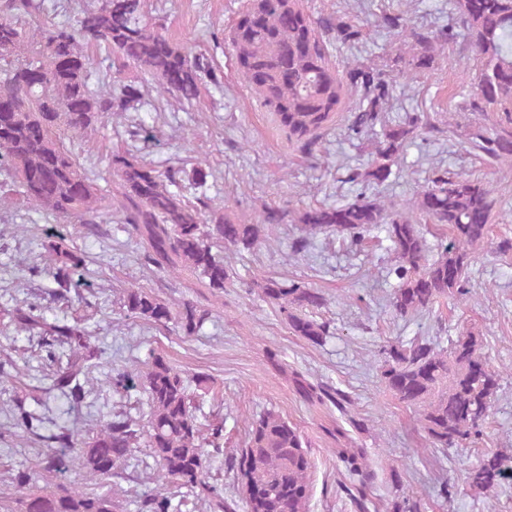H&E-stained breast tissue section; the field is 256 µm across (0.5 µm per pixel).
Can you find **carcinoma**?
I'll return each instance as SVG.
<instances>
[{
  "instance_id": "obj_1",
  "label": "carcinoma",
  "mask_w": 512,
  "mask_h": 512,
  "mask_svg": "<svg viewBox=\"0 0 512 512\" xmlns=\"http://www.w3.org/2000/svg\"><path fill=\"white\" fill-rule=\"evenodd\" d=\"M456 24L437 32H420L400 15L384 21L421 48L418 66L430 64L435 52L457 39L468 42L479 64L474 89L460 109L500 112L504 118L479 132L474 146L495 163L512 162V0H448ZM42 0H0V168L5 179L0 193L17 192L56 219L81 224H125L150 249L149 259L160 266L191 269L208 286L222 290L229 279L224 258L213 252L214 242L241 254L260 243V224H213L203 218L202 199L191 202L177 189V172H160L128 153L112 154L122 200L97 195L95 179L81 168L61 141V128L90 127L105 112L137 109L140 92L132 84L120 87L102 75L91 83L93 56L88 49L112 57L119 75L128 63L137 64L156 83L158 92L187 102L198 96V79L209 64L156 29L146 16L144 0H84L70 19L56 22L44 16ZM361 40L362 30L340 21L313 22L297 0H258L257 9L242 12L230 36L232 55L257 101L274 113L288 135L310 150L316 132L339 110L346 96H360L354 133L378 119L377 102L389 94L385 75L371 67H354L339 75L326 64L331 42ZM408 118L390 127L373 153L365 176L383 182L392 174L393 157L418 127ZM410 206L435 224H446L448 242L435 257L422 229L399 214L360 195L341 206H316L300 216L307 241L319 234H336L353 243L380 224L386 225L396 255L388 274L398 281L391 298L396 314L407 316L432 308L441 299L467 293L471 249L489 235L491 190L478 180L455 174L424 187ZM56 256L54 280L65 290L81 260L62 234L47 244ZM264 298L278 306L289 329L306 341L321 345L333 335L330 324L299 312L318 308L323 297L292 280L267 279ZM123 307L134 317L166 327L172 323L190 335L203 326L205 314L187 305L173 313L170 305L139 289L127 292ZM14 321L47 348L56 366L50 389L62 393L78 389L79 375L93 367L79 366L74 352L89 345V334L74 324H47L39 305L22 301ZM485 362L479 337L450 340L443 347L431 339H416L384 350L381 378L393 395L411 409L432 448L444 450L475 441L499 390V371L478 366ZM151 409L149 447L161 467V485L142 495L140 512H176L164 488L175 483L213 512H231L224 486L211 480L207 449L224 447V420L202 428L193 413L190 381L163 357L154 356L143 377ZM15 425L36 434L42 418L18 405ZM139 430L118 414L87 441L73 432L50 434L59 447L45 454L47 469L63 475L72 454L83 458L93 475L111 477L132 454ZM312 461L297 429L277 413L252 420L246 446L237 457L238 479L245 512H308ZM506 475L504 458L487 456L467 472L470 489L486 492ZM21 488L10 512H116L112 495L87 493L65 484L38 487L29 476H18Z\"/></svg>"
}]
</instances>
